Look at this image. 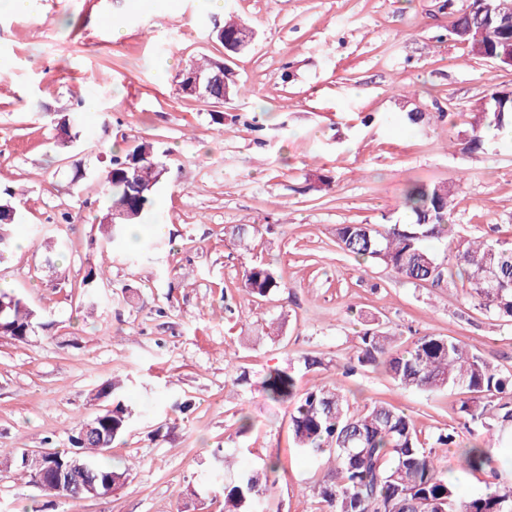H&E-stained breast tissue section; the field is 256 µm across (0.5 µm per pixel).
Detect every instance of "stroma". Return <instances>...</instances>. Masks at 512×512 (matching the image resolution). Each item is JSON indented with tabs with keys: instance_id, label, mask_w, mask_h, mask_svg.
<instances>
[{
	"instance_id": "stroma-1",
	"label": "stroma",
	"mask_w": 512,
	"mask_h": 512,
	"mask_svg": "<svg viewBox=\"0 0 512 512\" xmlns=\"http://www.w3.org/2000/svg\"><path fill=\"white\" fill-rule=\"evenodd\" d=\"M465 5L34 0L16 13L0 0V198L17 211L0 286L36 314L28 341L0 338V448L69 447L97 410L93 389L115 378L133 412L106 458L132 465L124 487L72 500L0 472V512H222V486L273 454L280 471L257 512H320L328 457L294 448L287 410L261 397L273 368L302 392L337 386L359 406L390 402L425 443L441 428L470 443L461 390H401L384 371L347 377L342 366L373 320L406 340L456 338L510 375L512 320L467 301L461 280L412 283L358 264L334 235L339 224L406 223L409 183L452 182L455 235L512 238V144L464 147L473 106L512 91V67L470 57L449 35ZM228 15L256 32L230 62L246 94L221 106L184 97L179 72L223 57L212 30ZM78 108L79 135L59 143L54 118ZM141 141L167 167L150 221L84 284L107 247L98 218L111 150ZM321 175L332 182L314 189ZM240 224L247 254L232 244ZM252 259L281 284L269 297L244 287ZM308 356L322 366L306 369ZM227 452L225 468L216 459ZM434 455L471 495L495 480L455 448Z\"/></svg>"
}]
</instances>
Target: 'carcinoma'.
<instances>
[{
    "mask_svg": "<svg viewBox=\"0 0 512 512\" xmlns=\"http://www.w3.org/2000/svg\"><path fill=\"white\" fill-rule=\"evenodd\" d=\"M492 21L486 22L482 37L454 38L468 41V55L475 58L512 57V0H492ZM492 111L475 118L472 134L466 140L468 150L484 145L482 131L512 125V92L491 94ZM156 148L140 142L114 155L106 172L104 191L107 202L99 218L102 235L116 249L127 238L128 226L143 224L152 212L150 190L136 201V217L122 224L112 223L110 207L129 203L133 184L125 174L154 157ZM456 185L453 183L409 186L402 205L411 214L409 224H338L335 235L339 247L357 261H375L392 268L402 278L438 284L457 277L466 285L469 300L501 318L512 319V240H475L452 235L450 218ZM16 217L0 218V240L7 243L4 253L12 251ZM448 238L454 263L445 265L427 246L432 239ZM495 278L498 288L479 287L480 279ZM245 290L256 298L268 296L280 287L272 269L264 263L248 267ZM35 316L27 304L18 299L0 316V322L19 334L34 326ZM382 368L393 385L404 390L434 391L459 388L465 397L459 413L464 423L490 431V412L495 398L512 393V376H505L478 353L459 341L436 335L419 336L408 342L398 341L386 327L368 325L357 336L353 354L344 365V373L355 375ZM122 386L111 381L96 389L93 399L105 398L112 406L105 426L112 428V440L124 436L132 424L133 414L125 404ZM262 395L269 402L289 408V428L295 447L312 454L328 453L332 467L318 487L324 512H512V483L495 484L487 493L461 500L447 474L440 470L432 449L423 447L413 419L399 407L382 401L361 409L351 406L340 388H311L297 393L294 376L287 369L275 368L260 382ZM71 447L55 451V462L66 463L77 456L92 464L95 472L109 482L112 489L123 487L131 467H120L95 460L105 448L79 442L72 435ZM435 444L457 448L467 469L484 470L490 457L479 440L458 447L455 431L442 429ZM19 467L20 478L34 482L35 461L16 459L12 450L0 448V472ZM280 460L271 456L265 472L243 476L234 484L222 487L224 512H252L255 504L268 492L270 476L278 473Z\"/></svg>",
    "mask_w": 512,
    "mask_h": 512,
    "instance_id": "obj_1",
    "label": "carcinoma"
}]
</instances>
